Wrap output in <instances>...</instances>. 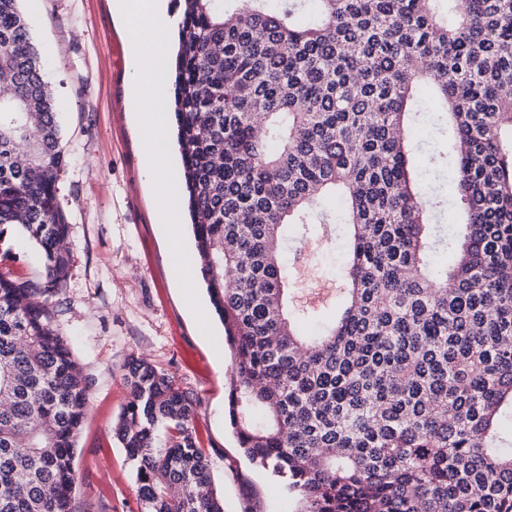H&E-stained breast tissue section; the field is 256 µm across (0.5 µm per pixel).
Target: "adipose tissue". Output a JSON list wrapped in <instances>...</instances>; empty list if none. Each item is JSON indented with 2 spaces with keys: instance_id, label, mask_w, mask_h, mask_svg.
<instances>
[{
  "instance_id": "1",
  "label": "adipose tissue",
  "mask_w": 512,
  "mask_h": 512,
  "mask_svg": "<svg viewBox=\"0 0 512 512\" xmlns=\"http://www.w3.org/2000/svg\"><path fill=\"white\" fill-rule=\"evenodd\" d=\"M120 12L132 33L131 94L153 106L152 111L136 115L143 135L151 145L146 155V168L153 178L165 184L161 222L171 241L175 242L179 239L177 209L181 189L172 176L175 160L166 147V124L160 114L168 96L166 62L171 47L170 23L162 0H123Z\"/></svg>"
}]
</instances>
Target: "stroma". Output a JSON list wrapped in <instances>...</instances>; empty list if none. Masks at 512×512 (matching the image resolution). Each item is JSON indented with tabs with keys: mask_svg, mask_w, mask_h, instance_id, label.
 <instances>
[{
	"mask_svg": "<svg viewBox=\"0 0 512 512\" xmlns=\"http://www.w3.org/2000/svg\"><path fill=\"white\" fill-rule=\"evenodd\" d=\"M119 0H21L52 90L62 145L58 202L74 256L55 323L92 378L75 446V498L83 512H138V484L112 422L128 400L121 367L132 355L173 375L197 399L196 424L224 512H290L281 485L241 455L228 424L224 387L230 356L204 284L187 294L158 222L159 190L144 166L146 145L130 93L129 32ZM343 223L289 231L283 262L294 303L331 314L342 301ZM40 251L26 236L0 239V270L32 276Z\"/></svg>",
	"mask_w": 512,
	"mask_h": 512,
	"instance_id": "1",
	"label": "stroma"
}]
</instances>
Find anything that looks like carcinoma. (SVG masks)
Returning <instances> with one entry per match:
<instances>
[{"mask_svg":"<svg viewBox=\"0 0 512 512\" xmlns=\"http://www.w3.org/2000/svg\"><path fill=\"white\" fill-rule=\"evenodd\" d=\"M20 2L0 0V236L24 234L43 269L0 271V512H77L92 381L55 326L67 157ZM177 2V144L241 454L294 512H512V0ZM426 82L448 123L432 161L464 209L452 242L433 223L448 196L412 174ZM335 194L352 227L346 300L306 333L285 231L332 223ZM122 371L112 431L139 512H224L195 399L143 358Z\"/></svg>","mask_w":512,"mask_h":512,"instance_id":"cac0c4a2","label":"carcinoma"}]
</instances>
